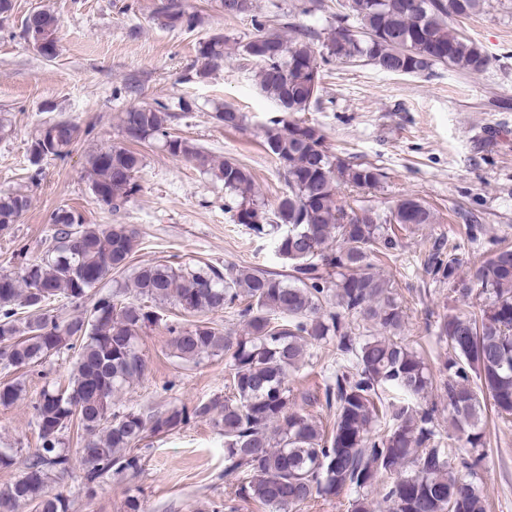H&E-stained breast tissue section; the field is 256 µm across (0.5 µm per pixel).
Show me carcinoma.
I'll return each mask as SVG.
<instances>
[{"instance_id": "obj_1", "label": "carcinoma", "mask_w": 512, "mask_h": 512, "mask_svg": "<svg viewBox=\"0 0 512 512\" xmlns=\"http://www.w3.org/2000/svg\"><path fill=\"white\" fill-rule=\"evenodd\" d=\"M245 3L255 35L240 45L257 66L255 83L280 114L263 128L264 144L285 174L286 191L272 209L256 200L255 180L245 167L216 159L192 140L172 132L176 114L158 103L132 108L120 117L125 144L101 147L87 158L86 177L97 202L113 212L139 191L143 167L138 145L162 143L172 157L213 173L224 182L229 202L242 224L271 242L290 265L279 276L250 267L203 264L173 266L169 261L131 266L139 232L128 224H87L74 209L51 216L50 244L40 259L16 250L19 272L0 273V362L15 369L33 367L53 355L75 353L67 386L43 389L33 404L39 446L22 463L20 475L0 486V512L31 505L36 512H69L70 503L47 492L64 477L90 492L112 474L141 470L146 433H173L192 419H206L224 436L225 471L246 474V496L266 512H289L315 495L357 492L350 512H487L474 486L484 445V401L512 418V245L496 249L460 274L457 245L438 258L430 274L467 301L484 298L479 312H450L435 322L439 340L448 343V379L443 392L448 423L462 445L445 444L435 425L438 407L416 404L433 386L423 355L397 336L405 318L389 279L375 263L400 247L393 226L414 231L433 223L432 210L407 197L387 213L346 209L336 198L338 185L379 186L380 168L330 152L316 127L292 119L317 102L312 85L323 64L366 61L392 74L423 75L436 65L480 72L481 48L451 24L484 9L485 0H348L317 50L314 31L276 23L255 11L253 0H220L224 14ZM154 18L165 27L195 25L183 0L156 6ZM45 40L40 55L58 49V19L46 9L25 18ZM227 41L212 36L199 43L195 76L203 81L224 62ZM215 119L229 129L245 115L226 105ZM68 118L44 124L32 140L29 162L40 172L47 158L62 159L79 137ZM30 205L29 196L0 191V231ZM106 292L98 287L109 277ZM80 307L59 320L56 302ZM173 305L200 316L166 326L175 357L199 364L224 355L233 371L232 393L220 405L199 401L144 414L116 407L115 397L145 375L148 366L138 344L144 328L163 321ZM229 313L245 322L233 336L206 316ZM371 325L357 332L353 322ZM334 343L339 360L325 383L327 406L336 422L327 433L310 416L288 410L290 376L305 361L309 345ZM25 392L23 382L0 383V405L10 406ZM83 431V444L71 450L66 434ZM375 488L373 503L362 491Z\"/></svg>"}]
</instances>
